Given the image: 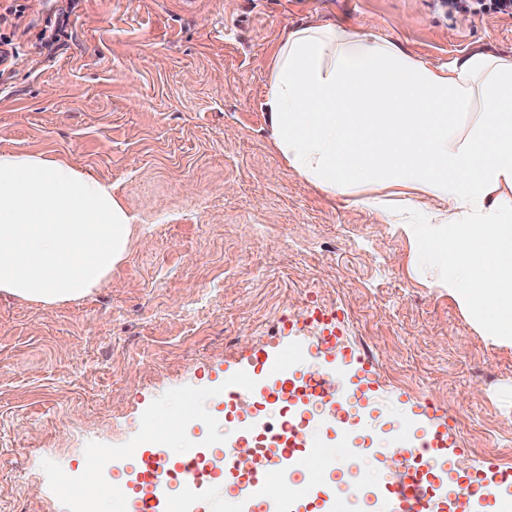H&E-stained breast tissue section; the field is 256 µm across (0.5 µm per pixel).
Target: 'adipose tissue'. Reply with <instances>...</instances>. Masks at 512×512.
<instances>
[{
	"instance_id": "adipose-tissue-1",
	"label": "adipose tissue",
	"mask_w": 512,
	"mask_h": 512,
	"mask_svg": "<svg viewBox=\"0 0 512 512\" xmlns=\"http://www.w3.org/2000/svg\"><path fill=\"white\" fill-rule=\"evenodd\" d=\"M483 110L466 134L452 112ZM265 107L287 166L325 192L398 218L431 284L484 333L512 343V58L434 67L394 42L331 26L288 33ZM384 187L364 195V187ZM450 203L428 223L402 205ZM133 235L111 185L67 161L0 151V294L50 306L120 265Z\"/></svg>"
}]
</instances>
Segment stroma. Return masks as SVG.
Returning <instances> with one entry per match:
<instances>
[{
  "label": "stroma",
  "mask_w": 512,
  "mask_h": 512,
  "mask_svg": "<svg viewBox=\"0 0 512 512\" xmlns=\"http://www.w3.org/2000/svg\"><path fill=\"white\" fill-rule=\"evenodd\" d=\"M0 22L14 56L0 73V151L72 162L111 184L133 219L128 254L81 299L45 307L0 295V512H73L96 451L128 498L144 425L207 401L198 447L271 407L225 401L226 376L259 373V353L338 336L366 356L380 420L435 399L460 420L451 474L431 479L438 512L453 482L512 467V345L480 335L413 262L380 212L306 182L270 138L269 61L291 30L336 26L391 40L445 66L485 51L512 57V19L449 17L436 0H20ZM67 16L47 49V18ZM401 466L375 473L348 455L328 486L299 475L284 512H328L360 485L358 512H392ZM70 487H62L61 475Z\"/></svg>",
  "instance_id": "35a3bbf8"
}]
</instances>
